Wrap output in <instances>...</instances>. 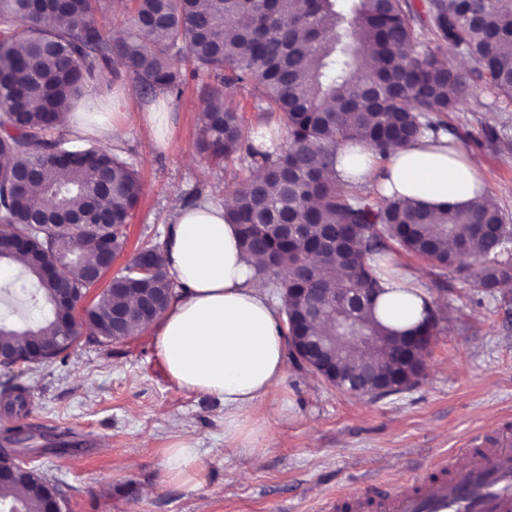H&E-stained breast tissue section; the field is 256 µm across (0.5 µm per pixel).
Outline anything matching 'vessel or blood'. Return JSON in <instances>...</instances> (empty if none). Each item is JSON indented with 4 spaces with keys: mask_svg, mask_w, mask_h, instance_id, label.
Returning a JSON list of instances; mask_svg holds the SVG:
<instances>
[{
    "mask_svg": "<svg viewBox=\"0 0 512 512\" xmlns=\"http://www.w3.org/2000/svg\"><path fill=\"white\" fill-rule=\"evenodd\" d=\"M493 450L483 441L453 453L424 472L411 491L363 498L339 497L331 512H512V427L494 433Z\"/></svg>",
    "mask_w": 512,
    "mask_h": 512,
    "instance_id": "vessel-or-blood-1",
    "label": "vessel or blood"
}]
</instances>
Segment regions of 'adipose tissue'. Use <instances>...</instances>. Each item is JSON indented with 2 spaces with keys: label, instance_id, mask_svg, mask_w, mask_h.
Masks as SVG:
<instances>
[{
  "label": "adipose tissue",
  "instance_id": "adipose-tissue-1",
  "mask_svg": "<svg viewBox=\"0 0 512 512\" xmlns=\"http://www.w3.org/2000/svg\"><path fill=\"white\" fill-rule=\"evenodd\" d=\"M339 158L340 181L362 183L380 171L389 197L433 208L495 203L466 154L449 156L447 146L429 138L396 149L380 167L359 145H346ZM233 204L227 196L170 205L164 261L182 294L156 330V348L179 386L223 401L224 433L238 439L281 376L285 335L266 285L255 274L261 257L241 249L236 226L224 218ZM383 286L376 304L383 322L401 330L424 317L421 290L395 274Z\"/></svg>",
  "mask_w": 512,
  "mask_h": 512
}]
</instances>
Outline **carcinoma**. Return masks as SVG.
Returning <instances> with one entry per match:
<instances>
[{"instance_id": "obj_1", "label": "carcinoma", "mask_w": 512, "mask_h": 512, "mask_svg": "<svg viewBox=\"0 0 512 512\" xmlns=\"http://www.w3.org/2000/svg\"><path fill=\"white\" fill-rule=\"evenodd\" d=\"M104 2L0 0V157L11 159L0 165V233L26 235L47 201L77 218L63 225L56 215L45 216L25 267L31 288L22 289L41 320L26 328L0 322V347L20 352L33 337L44 336L46 350L32 363L58 358L76 342L74 310L92 292L82 323L98 343H114L109 316L128 306L129 294L120 290L124 282L148 279L167 300L174 298L160 244L143 247L153 256L149 270L141 273L133 262L103 290L85 274L94 253L72 250L74 242L91 237L84 225L95 223L94 192L104 186L110 222L99 236L112 243L117 257L141 195L138 174L121 149L79 144L63 130L84 90L109 70L114 81L131 77L146 91L176 99L186 61L217 80L206 91L198 147L217 165L241 156L263 171L258 181L237 183L228 220L238 227L241 247L264 258L262 272L283 301L294 363V337L311 327L305 315L315 301L326 325L323 362L306 359L315 374L325 362L350 375L384 373L408 388L416 383L419 373L408 361L385 358L390 330L375 316L381 266L393 244L480 288L512 286V241L494 246L485 230L498 224L512 235L499 209L476 202L434 210L325 177L336 166L341 142H360L382 162L420 136L438 138L447 124L434 114L469 97L477 80L511 98L512 0H430L439 39L472 59V72L418 50L420 33L408 0H305L302 10L297 0H278L271 8L262 0H121L133 27L119 36L97 23ZM62 17L74 23L63 27ZM19 19L26 26L21 40L14 29ZM228 19L238 28L232 39L224 36ZM365 47L376 54L377 68L363 67ZM226 86L250 88L263 121L275 117L286 128L288 150L254 143L224 95ZM312 198L319 207L309 206ZM283 212L292 223L308 225L305 240L271 227ZM348 288L370 295L368 303L347 309L341 295ZM24 454V448L0 450V504H20L10 512H44L47 498L60 489L27 466Z\"/></svg>"}]
</instances>
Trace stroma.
Masks as SVG:
<instances>
[{"instance_id": "1", "label": "stroma", "mask_w": 512, "mask_h": 512, "mask_svg": "<svg viewBox=\"0 0 512 512\" xmlns=\"http://www.w3.org/2000/svg\"><path fill=\"white\" fill-rule=\"evenodd\" d=\"M212 82L187 74L181 98L167 100L164 144L151 154L141 150L149 127L127 118L150 96L131 79L116 83L107 76L97 83L104 100L125 94L122 112L105 117L126 124L124 155L142 185L129 243L113 272L145 243H163L172 201L221 198L250 175V166L236 160L215 166L198 148L204 88ZM441 118L512 224V105L480 82ZM392 259L416 276L440 316L424 371L410 390L351 396L285 361L247 423L252 446L246 449L224 436L222 400L171 379L154 329L112 345L84 335L66 359L0 366V435L31 427L29 460L58 484L65 512H328L342 494L408 491L453 449L499 424L512 426V288L489 293L424 259L397 252ZM17 389L28 403L23 418L6 408ZM63 429L77 450L60 456L52 447ZM184 435L198 450L200 471L189 481H165L166 461Z\"/></svg>"}]
</instances>
